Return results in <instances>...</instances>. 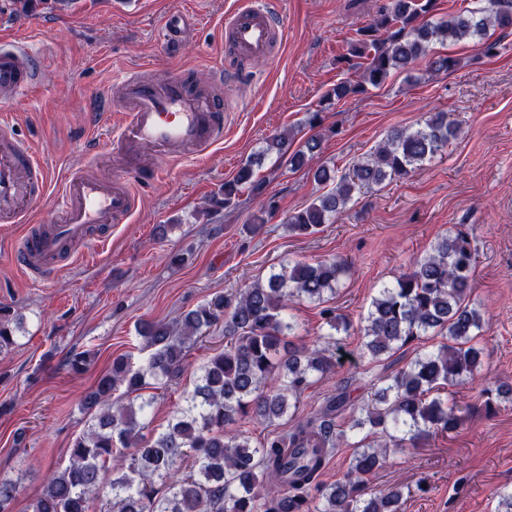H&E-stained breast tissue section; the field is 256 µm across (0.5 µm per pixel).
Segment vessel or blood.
<instances>
[{
	"mask_svg": "<svg viewBox=\"0 0 512 512\" xmlns=\"http://www.w3.org/2000/svg\"><path fill=\"white\" fill-rule=\"evenodd\" d=\"M224 37V62L215 67L210 87L190 84L185 73L175 72L148 78L135 73L109 88L119 168L109 180L80 169L62 175L57 211L47 225L23 233L14 254L20 269L42 281L52 278L94 232L129 221L142 190L161 178L163 162L203 155L223 142L233 104L212 94L211 86L242 83L247 61L280 48L283 29L270 0H235L224 15ZM40 73L35 53L0 40L1 106L35 84ZM50 186L34 147L0 119V223H21Z\"/></svg>",
	"mask_w": 512,
	"mask_h": 512,
	"instance_id": "vessel-or-blood-1",
	"label": "vessel or blood"
}]
</instances>
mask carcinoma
Returning <instances> with one entry per match:
<instances>
[{"label": "carcinoma", "instance_id": "cac0c4a2", "mask_svg": "<svg viewBox=\"0 0 512 512\" xmlns=\"http://www.w3.org/2000/svg\"><path fill=\"white\" fill-rule=\"evenodd\" d=\"M477 6L447 20L428 22L434 0H388L375 18L348 42L342 60L360 72L326 98L356 96L365 85H382L393 70L408 71L428 54L430 43L473 42L485 56L497 52L490 29H512V0H476ZM459 127L446 112L432 114L414 129H395L372 152L340 176L326 166L315 181L333 183L326 193L288 215V231L310 237L335 223L353 197L385 180L409 177L456 139ZM320 147L309 138L290 161L304 164ZM254 162L224 181V198L210 209L229 208L254 182ZM477 261L472 238L463 230L437 240L395 282L379 289L366 314L353 323L334 308L322 310L329 332L317 344L294 347L298 328L286 314L296 300L322 303L336 293L345 263L334 258L283 264L267 281L217 294L179 315L171 324L144 322L138 334L149 351L137 364L129 354L112 364L83 397L91 424L73 441L70 464L49 474L33 512H91L100 493V472L123 449L108 497L112 512H398L401 490H376L370 478L391 453L432 433H450L462 420L453 388L480 377L479 338L489 318L471 303ZM224 320V349L207 356L193 392L161 432L146 437L143 418L152 404L150 381L178 380L189 352L204 331ZM356 328L362 354L392 357L424 336L440 339L405 367L381 379L370 403L355 408L338 392L289 430L279 421L300 407L309 379H322L336 366V336ZM15 345L13 329L0 312V354ZM122 395L114 399L116 392ZM349 414V430L362 431L344 477L321 480L329 453L347 441L337 420ZM251 422L269 428L253 438L241 429ZM190 457L193 469L182 471ZM16 484L0 480V512H12Z\"/></svg>", "mask_w": 512, "mask_h": 512}]
</instances>
